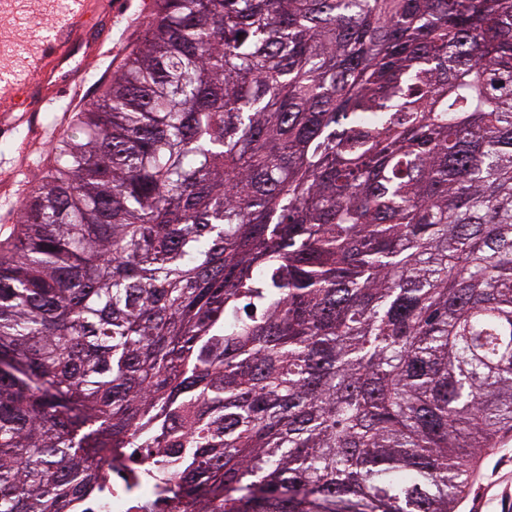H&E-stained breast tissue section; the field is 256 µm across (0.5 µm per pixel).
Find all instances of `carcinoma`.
<instances>
[{
	"label": "carcinoma",
	"instance_id": "cac0c4a2",
	"mask_svg": "<svg viewBox=\"0 0 512 512\" xmlns=\"http://www.w3.org/2000/svg\"><path fill=\"white\" fill-rule=\"evenodd\" d=\"M509 432L512 0H154L0 242V512H454ZM143 464L139 457L133 455L131 449L126 451L122 460L112 458V496L102 495L97 506L98 512H139L138 506L151 501L157 503V512H168L166 504L171 493L164 490V485H156L153 482H136L134 476L141 471Z\"/></svg>",
	"mask_w": 512,
	"mask_h": 512
}]
</instances>
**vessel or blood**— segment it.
Segmentation results:
<instances>
[{"label":"vessel or blood","instance_id":"vessel-or-blood-1","mask_svg":"<svg viewBox=\"0 0 512 512\" xmlns=\"http://www.w3.org/2000/svg\"><path fill=\"white\" fill-rule=\"evenodd\" d=\"M128 0H65L51 5L55 23L50 34L23 28L25 57L14 60L0 41V128L30 121L58 100L78 94L83 70L69 68L76 51L101 54L112 38V23L128 11Z\"/></svg>","mask_w":512,"mask_h":512}]
</instances>
